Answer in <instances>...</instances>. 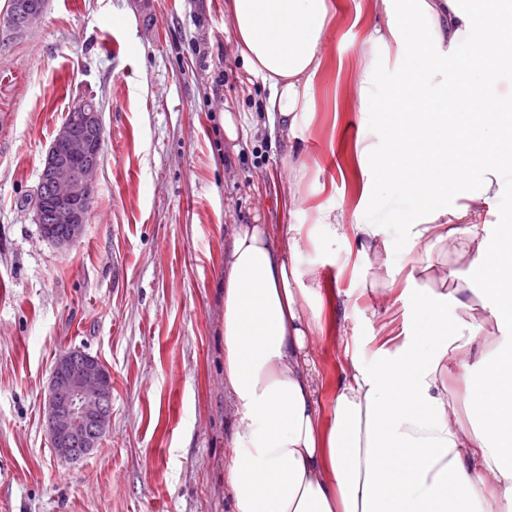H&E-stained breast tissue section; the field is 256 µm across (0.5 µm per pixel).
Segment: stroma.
I'll return each mask as SVG.
<instances>
[{"label":"stroma","mask_w":512,"mask_h":512,"mask_svg":"<svg viewBox=\"0 0 512 512\" xmlns=\"http://www.w3.org/2000/svg\"><path fill=\"white\" fill-rule=\"evenodd\" d=\"M225 0H47L9 29L0 0V512H230L224 456L234 418L224 395V245L241 224H303L301 269L336 291V330L314 346L320 404L347 354L368 362L386 284L351 229L328 238L322 208L379 225L393 267L410 269L406 228L380 197L361 201L354 145L374 117L354 96L368 0H333L331 54L314 111L294 138L254 132L268 89L224 26ZM98 102L104 141L83 238L61 250L30 205L46 152L75 101ZM247 133L228 144L224 111ZM305 162L291 204L287 164ZM452 293L469 256L438 244ZM69 348L112 373V427L91 455L56 457L42 417L52 365Z\"/></svg>","instance_id":"35a3bbf8"}]
</instances>
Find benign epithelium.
<instances>
[{
  "instance_id": "1",
  "label": "benign epithelium",
  "mask_w": 512,
  "mask_h": 512,
  "mask_svg": "<svg viewBox=\"0 0 512 512\" xmlns=\"http://www.w3.org/2000/svg\"><path fill=\"white\" fill-rule=\"evenodd\" d=\"M45 0H14L12 19L24 28L39 18ZM57 130L47 151L40 185L48 192V205H33L41 236L67 247L83 235L94 191L93 175L99 165L104 137L102 114L81 102ZM49 224H62L66 234L47 233ZM112 376L102 361L81 349L60 354L54 362L42 402V413L56 456L75 460L98 447L109 432L112 413L106 396Z\"/></svg>"
}]
</instances>
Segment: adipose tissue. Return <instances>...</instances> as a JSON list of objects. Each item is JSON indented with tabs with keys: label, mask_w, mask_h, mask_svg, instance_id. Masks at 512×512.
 Wrapping results in <instances>:
<instances>
[{
	"label": "adipose tissue",
	"mask_w": 512,
	"mask_h": 512,
	"mask_svg": "<svg viewBox=\"0 0 512 512\" xmlns=\"http://www.w3.org/2000/svg\"><path fill=\"white\" fill-rule=\"evenodd\" d=\"M235 49L269 88L281 138L313 108L329 54L331 0H226ZM356 92L374 122L355 145L365 193L395 201L406 251L460 242L470 262L451 299L414 297L413 333L372 363L343 367L330 410L312 347L324 296L297 255L300 224H242L224 249V393L235 427L224 460L232 512H512V232L489 235L487 209L512 190V0H373ZM386 78L376 79L379 61ZM352 224L359 255L391 275L375 224L320 212L327 236ZM510 336L485 352L483 321L449 320L471 296ZM476 366L449 395L447 355Z\"/></svg>",
	"instance_id": "obj_1"
}]
</instances>
